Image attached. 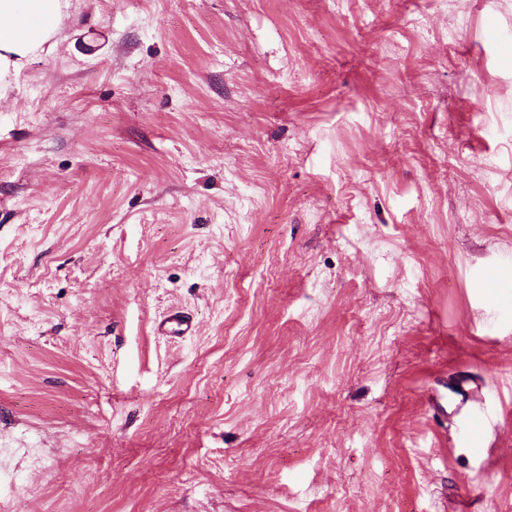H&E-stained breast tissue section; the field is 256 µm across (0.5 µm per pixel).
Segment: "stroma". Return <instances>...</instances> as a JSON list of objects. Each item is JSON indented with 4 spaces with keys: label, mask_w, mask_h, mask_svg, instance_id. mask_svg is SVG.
Here are the masks:
<instances>
[{
    "label": "stroma",
    "mask_w": 512,
    "mask_h": 512,
    "mask_svg": "<svg viewBox=\"0 0 512 512\" xmlns=\"http://www.w3.org/2000/svg\"><path fill=\"white\" fill-rule=\"evenodd\" d=\"M0 512H512V0H68L0 99Z\"/></svg>",
    "instance_id": "35a3bbf8"
}]
</instances>
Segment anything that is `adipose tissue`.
<instances>
[{"mask_svg": "<svg viewBox=\"0 0 512 512\" xmlns=\"http://www.w3.org/2000/svg\"><path fill=\"white\" fill-rule=\"evenodd\" d=\"M67 0H0V99L33 58L55 45Z\"/></svg>", "mask_w": 512, "mask_h": 512, "instance_id": "obj_1", "label": "adipose tissue"}]
</instances>
